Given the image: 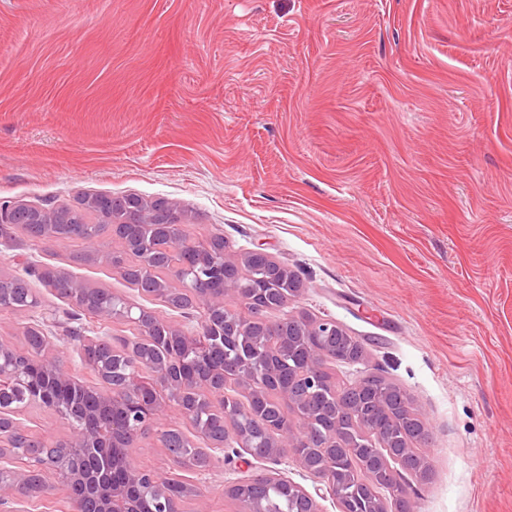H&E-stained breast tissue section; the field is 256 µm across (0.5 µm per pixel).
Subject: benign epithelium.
<instances>
[{
	"label": "benign epithelium",
	"mask_w": 512,
	"mask_h": 512,
	"mask_svg": "<svg viewBox=\"0 0 512 512\" xmlns=\"http://www.w3.org/2000/svg\"><path fill=\"white\" fill-rule=\"evenodd\" d=\"M97 207H112L124 217L120 223L108 225L110 235L131 247L136 241L123 234L125 224H181L180 208L171 202L145 203L103 200ZM24 203L0 204V232L6 227L22 222ZM67 220V208H41L30 218V235L37 241L52 235L53 224ZM192 257V263L173 270L166 287L158 292H170L173 283L187 284L193 294L194 307L201 310L199 331L186 334L180 329L164 324L158 326L151 313L144 309L132 315L126 308V318L137 324L140 338L137 343L124 347L128 369L118 386L104 383L88 389L78 382L72 370L50 348L49 337H41L36 348L35 365L27 378H18V372L10 369L15 350L0 343V394L5 388L21 383L30 389L37 387L39 378L50 376L61 384L66 393L75 390L89 392L95 403L81 407L82 424L72 429L69 436L51 443L40 441L46 452L34 461H27L24 470L9 466L8 453L14 448L13 436L18 427L14 410L0 407V504L42 500L49 495L52 485L46 481L51 474L68 491L71 504L69 512H131L127 491L131 487H147L152 491V512H181V500L172 497L167 488V478L156 471L128 464L137 436L146 428L162 420L166 407L174 404L181 416L192 420L200 406L207 404L210 410L236 422L235 433L242 447L251 456L276 461L284 456L296 458L313 477L324 481L330 494L337 500L340 512H414L409 486L396 480L392 463H398L406 472L423 477L429 468L427 459L412 453V445H403L406 436L417 441L429 438L427 426L416 428L412 418L419 415L416 408L399 414L394 408L395 396L387 394L383 399L368 403L357 397H348L330 389L336 403V417L323 423L325 413L312 405L311 397L323 392L322 361L336 353V337L345 334L334 321L313 319L307 316L288 318V326H279L266 320L267 306L253 296H243L240 271L248 261L272 259L267 252L257 249L248 256L234 258L224 254V271L219 273L220 282L204 275L208 271L216 246L197 242L184 247ZM72 302L88 308L89 316L100 324L112 322V308L99 303L88 306V289H77ZM239 304L238 315L229 319L227 298ZM250 333L262 340L270 335L278 337L277 347L286 353L291 348L302 351V362L296 373L288 377V383L280 382L276 371L264 357L263 351L252 358L230 362L211 370L205 378L188 371L190 362L176 355H158L156 349L178 343L189 356L207 355L224 350V338ZM100 358L92 364L98 378L109 371V362L116 354L112 342L95 338ZM233 381L239 389L248 393V406L230 410L224 406V386ZM277 385L281 399L295 409V420L281 414L271 415L264 407L265 397L271 385ZM34 400L52 408L62 416L76 408L70 400L56 397L47 391H39ZM320 444L321 455L316 459L305 457L301 449ZM84 449L97 451L95 459L101 462L105 478L88 481L84 471L75 465V459ZM343 457L361 469L359 491L349 496L339 491L351 484L354 469H336V481L325 477ZM288 494L305 503L303 512H320L316 500L300 485L282 479ZM264 483L259 476L235 483L226 488L242 504V512H266L263 495ZM380 487L389 488L384 497L375 493Z\"/></svg>",
	"instance_id": "obj_1"
}]
</instances>
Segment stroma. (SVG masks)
<instances>
[{
  "instance_id": "1",
  "label": "stroma",
  "mask_w": 512,
  "mask_h": 512,
  "mask_svg": "<svg viewBox=\"0 0 512 512\" xmlns=\"http://www.w3.org/2000/svg\"><path fill=\"white\" fill-rule=\"evenodd\" d=\"M164 198L196 240L263 249L299 278L287 315L335 320L363 346L336 380L376 371L430 430L415 512H512V0H0V199L76 206ZM84 242L0 234V277L41 306L0 312L22 348L34 318L94 385L63 326L80 312L52 269L191 330ZM20 426L55 441V410ZM136 465L196 485L182 512H241L226 486L266 472L235 439L209 471L158 433Z\"/></svg>"
}]
</instances>
